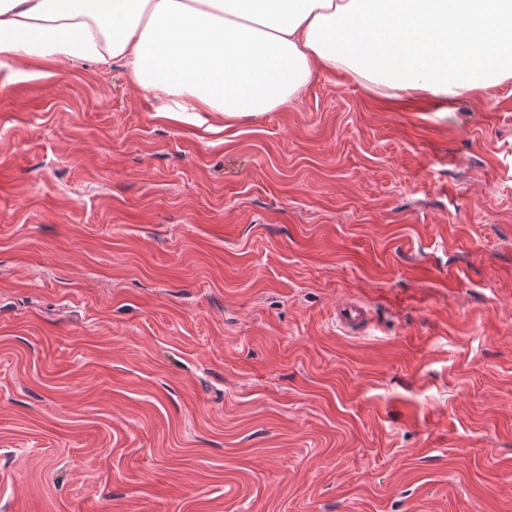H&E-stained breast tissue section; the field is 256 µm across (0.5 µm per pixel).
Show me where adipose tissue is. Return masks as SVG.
<instances>
[{
    "label": "adipose tissue",
    "instance_id": "1",
    "mask_svg": "<svg viewBox=\"0 0 512 512\" xmlns=\"http://www.w3.org/2000/svg\"><path fill=\"white\" fill-rule=\"evenodd\" d=\"M0 60L119 61L185 121L278 109L316 68L483 97L512 80V0H0Z\"/></svg>",
    "mask_w": 512,
    "mask_h": 512
}]
</instances>
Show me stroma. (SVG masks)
I'll return each instance as SVG.
<instances>
[{"mask_svg": "<svg viewBox=\"0 0 512 512\" xmlns=\"http://www.w3.org/2000/svg\"><path fill=\"white\" fill-rule=\"evenodd\" d=\"M0 512H512V80L0 67ZM368 323L369 310L360 304H352L338 310L336 314V324L345 335L357 334L364 330Z\"/></svg>", "mask_w": 512, "mask_h": 512, "instance_id": "35a3bbf8", "label": "stroma"}]
</instances>
